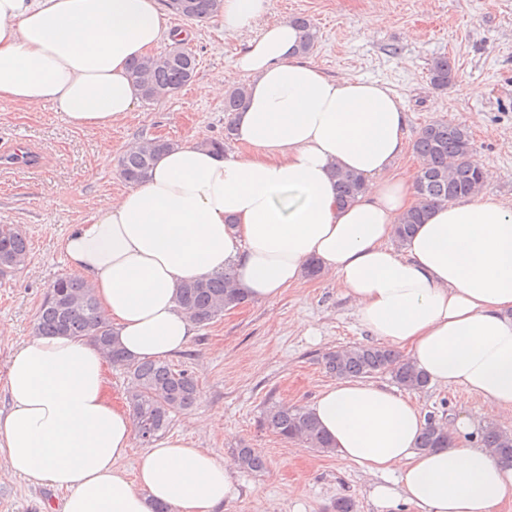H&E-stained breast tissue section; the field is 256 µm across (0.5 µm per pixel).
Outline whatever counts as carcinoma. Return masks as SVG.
<instances>
[{
  "mask_svg": "<svg viewBox=\"0 0 512 512\" xmlns=\"http://www.w3.org/2000/svg\"><path fill=\"white\" fill-rule=\"evenodd\" d=\"M222 0H173L167 8L189 21L205 23L215 17ZM290 24L297 30V51L309 53L317 32L310 19L296 16ZM198 60L183 40H173L169 49L159 54L135 58L129 64L130 77L145 101L170 98L193 82ZM433 87L446 89L456 78L454 62L446 55L432 60L428 70ZM248 87L239 84L224 96V111H241L247 102ZM173 147L162 137L145 138L132 143L119 160V174L128 183L145 181L157 157ZM421 161L416 182L419 204L405 213L395 224L394 239L400 243L423 223L427 208L447 204L475 194L483 183L482 170L471 159L472 141L469 130L444 120L425 125L414 143ZM340 204H349L364 190L363 178L350 171L335 173ZM28 243L21 230L12 224H0V275L25 265ZM247 302L236 288L231 265L212 276L188 282L179 288L178 304L194 323L206 326L225 311ZM37 336L88 337L108 351L110 361L122 368L131 380L127 404L132 412L136 437L154 442L166 432L171 415L191 408L197 398L198 385L187 370H175L163 360L129 358L114 339L112 328L104 317L90 284L77 276H61L50 286L34 323ZM327 372L339 379L366 378L389 373L402 388L420 391L429 384L427 377L394 350L382 344L353 345L327 353ZM263 426L285 441L298 442L320 453L333 448L319 423L304 407L271 405L263 415ZM481 442L492 448L503 462L512 466V432L487 427ZM449 444L448 432L427 418L419 439V447L440 448ZM240 467L260 471L265 467L261 451L247 444L237 451Z\"/></svg>",
  "mask_w": 512,
  "mask_h": 512,
  "instance_id": "obj_1",
  "label": "carcinoma"
}]
</instances>
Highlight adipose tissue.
<instances>
[{
  "instance_id": "ef3b65f1",
  "label": "adipose tissue",
  "mask_w": 512,
  "mask_h": 512,
  "mask_svg": "<svg viewBox=\"0 0 512 512\" xmlns=\"http://www.w3.org/2000/svg\"><path fill=\"white\" fill-rule=\"evenodd\" d=\"M168 34L160 0H0V100L49 103L76 128L108 129L138 101L129 62ZM297 41L289 22L274 23L235 61L249 78L234 119L245 153L174 145L146 181L72 225L69 266L138 360L173 356L194 336L177 304L185 282L230 265L239 288L271 307L315 262L372 337L430 384L512 413V208L482 195L440 205L389 246L418 204L414 181L390 175L406 114L384 85L323 74ZM338 169L366 181L344 207ZM106 364L85 338L38 336L14 349L0 411L7 475L64 490L62 512H216L232 497L233 468L184 439L153 442L126 475L133 420L109 399ZM310 410L336 456L394 475L372 491L386 512H499L512 499V467L466 443L469 417L449 421L450 447L424 450L425 418L386 385L340 380Z\"/></svg>"
}]
</instances>
